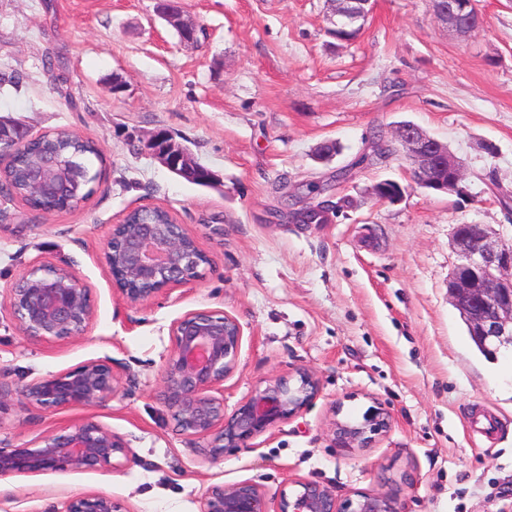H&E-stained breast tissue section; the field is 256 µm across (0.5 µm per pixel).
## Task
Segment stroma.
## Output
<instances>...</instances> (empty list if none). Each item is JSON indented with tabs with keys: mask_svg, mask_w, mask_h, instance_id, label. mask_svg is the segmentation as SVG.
Segmentation results:
<instances>
[{
	"mask_svg": "<svg viewBox=\"0 0 512 512\" xmlns=\"http://www.w3.org/2000/svg\"><path fill=\"white\" fill-rule=\"evenodd\" d=\"M477 4L483 25L466 39L428 0H374L357 37L339 41L325 0H184L203 29L187 46L155 0H0V73L20 76L0 84V116L91 139L106 166L65 211L0 195V286L40 259L74 271L95 307L85 336L40 345L0 310V383L14 390L0 441L92 420L128 446L119 469L1 478L0 512L91 493L128 512H200L210 486L241 481L274 507L294 479L340 497L386 494L405 512H512V351L487 359L448 297L454 225H489L512 245V0ZM117 73L127 88L115 95ZM407 122L463 161L459 191L412 183L394 139ZM158 131L216 184L187 183L154 158L144 143ZM327 140L341 152L317 161ZM385 179L404 187L398 202L373 195ZM142 206L166 208L211 262L132 306L105 252L112 226ZM312 207L324 223H302ZM196 310L241 328L226 409L299 368L320 383L308 410L215 462L156 400L171 327ZM90 360L121 378L106 405L47 413L15 393ZM376 402L390 430L338 451L333 417L362 419Z\"/></svg>",
	"mask_w": 512,
	"mask_h": 512,
	"instance_id": "35a3bbf8",
	"label": "stroma"
}]
</instances>
